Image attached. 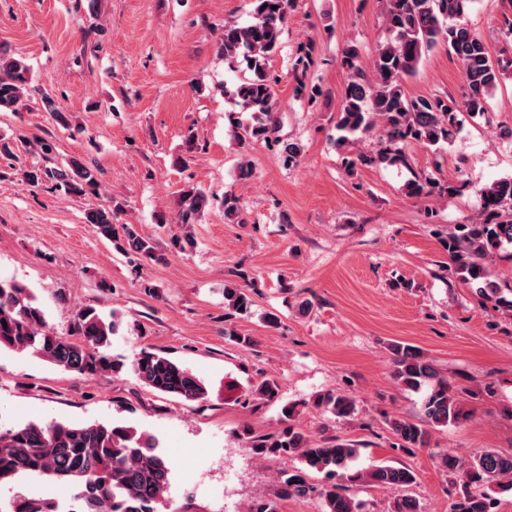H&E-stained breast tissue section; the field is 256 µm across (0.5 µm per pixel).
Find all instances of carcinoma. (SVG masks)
I'll use <instances>...</instances> for the list:
<instances>
[{
    "label": "carcinoma",
    "instance_id": "cac0c4a2",
    "mask_svg": "<svg viewBox=\"0 0 512 512\" xmlns=\"http://www.w3.org/2000/svg\"><path fill=\"white\" fill-rule=\"evenodd\" d=\"M291 0H253V20L240 26L224 24L218 52L224 60L245 63L244 75L226 94L239 112L249 114L245 122L229 114L233 136L246 150L259 140H267L276 123L274 81L268 72L270 58L280 46V37ZM388 37L372 61L371 72L360 64V52L349 44L343 51V64L349 72L344 96L336 112V129L343 132L337 144L350 143L349 136L372 130L375 118L382 123L381 147L372 154L346 157V166L408 165L407 147L417 144L438 149L454 142L462 117L483 116L489 100L505 75L512 71V56L506 50L492 54L484 38L468 22L473 0H383ZM500 33L512 46V0H501ZM461 65L462 95L448 94L411 97L405 91L406 78L414 75L424 57L437 46ZM295 93L314 102L319 92L307 89L306 67L294 76ZM34 75L21 58L0 50V111L16 112L23 106ZM39 104L56 123L70 127L69 115L50 94L43 93ZM24 138L0 136V157L17 158ZM43 163L23 171L25 182L36 189L45 184L74 198L100 196L96 169L77 159L63 164L52 158L53 146L46 139L36 143ZM303 149L296 142L278 148L283 166L301 162ZM469 183L464 179L441 184L430 173L413 176L406 184L410 197H428L439 191L461 193ZM479 215L467 224L455 225L448 234V256L462 282L485 299L493 298L504 311H512V286L491 279L489 263L493 253L512 245V176L500 178L477 190ZM177 223L183 234L171 239L174 250L186 253L194 247L191 226L209 207V196L201 188L187 185L178 192ZM224 219L240 222V196L224 192ZM122 206L105 200L85 210V222L97 234L112 242L116 250L139 261L158 259V246L143 236L136 224L120 220ZM224 300L237 314L250 311L252 299L245 289L233 284L224 287ZM116 320H108L93 308L80 310L71 335L77 342L58 335L48 325L45 312L30 289L15 280L0 279V349L26 353L61 369L84 377L101 372H119L125 363L112 358V336ZM392 375L412 390L426 389L422 414L417 419L388 421L398 446L403 449L429 445L431 430L455 425L466 419L448 380L437 375L430 362L416 347L393 343ZM134 375L154 392L188 401L208 395L197 375L158 353L142 350L131 364ZM252 394L263 401L279 395L274 379H264ZM314 406L335 418L356 413V402L344 395L327 392ZM295 407L281 409L284 426L271 434L250 438L249 448L263 457L293 455L300 467L279 478L277 498L281 501L318 496L322 512H361V503L346 494L347 485L366 482L382 487L405 488L415 482L405 466L373 465L354 471L350 462L357 456L354 444L336 440L316 443L294 424ZM440 465L463 475V493L451 505V512H495L496 494L512 491V454L485 451L467 462L446 454ZM323 475L326 484L317 488L308 482L309 474ZM171 462L159 448L156 438L131 426L116 423L74 424L63 421L0 425V488L11 496L0 503V512H168ZM48 479L56 484L64 501L44 499L31 491L32 483Z\"/></svg>",
    "mask_w": 512,
    "mask_h": 512
}]
</instances>
